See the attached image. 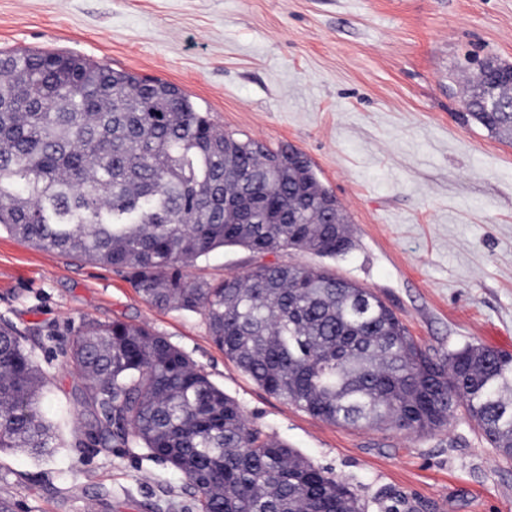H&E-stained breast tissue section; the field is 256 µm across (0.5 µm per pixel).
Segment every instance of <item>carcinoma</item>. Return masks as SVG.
<instances>
[{"label": "carcinoma", "instance_id": "1", "mask_svg": "<svg viewBox=\"0 0 512 512\" xmlns=\"http://www.w3.org/2000/svg\"><path fill=\"white\" fill-rule=\"evenodd\" d=\"M472 118L512 140V92L479 70ZM124 272L160 309L200 312L268 394L342 427L429 434L462 409L512 459V355L427 354L377 295L329 270L257 263L218 282L187 263L224 247L336 257L353 242L310 159L219 131L176 85L82 56L0 52V232ZM91 445L148 450L200 512H364L358 495L240 406L142 323L84 320L67 352ZM35 350L0 325V450L58 447Z\"/></svg>", "mask_w": 512, "mask_h": 512}]
</instances>
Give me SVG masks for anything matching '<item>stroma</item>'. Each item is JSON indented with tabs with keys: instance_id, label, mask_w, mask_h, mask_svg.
Returning a JSON list of instances; mask_svg holds the SVG:
<instances>
[{
	"instance_id": "stroma-1",
	"label": "stroma",
	"mask_w": 512,
	"mask_h": 512,
	"mask_svg": "<svg viewBox=\"0 0 512 512\" xmlns=\"http://www.w3.org/2000/svg\"><path fill=\"white\" fill-rule=\"evenodd\" d=\"M80 55L171 82L221 130L308 156L354 247L327 268L379 295L444 358L512 354V142L465 110L480 61L512 63V0H0V51ZM227 247L193 278L244 274ZM83 319L145 323L184 351L249 423L344 480L365 512H512V461L464 412L433 434L346 428L263 391L213 343L202 314L145 302L125 273L0 235V323L47 378L55 460L0 451L15 512H199L186 479L136 446L74 447L81 380L64 353Z\"/></svg>"
}]
</instances>
